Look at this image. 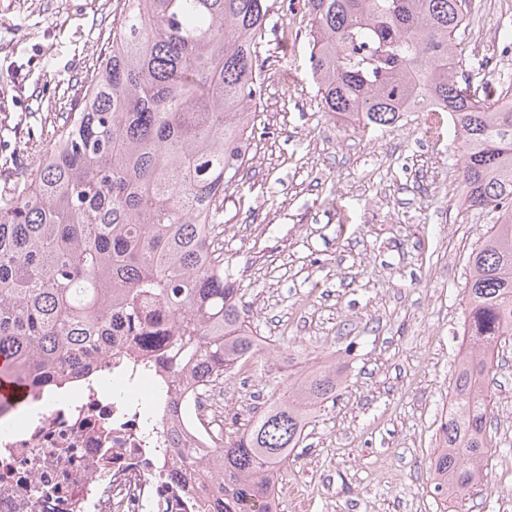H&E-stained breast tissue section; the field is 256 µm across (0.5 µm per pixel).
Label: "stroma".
I'll use <instances>...</instances> for the list:
<instances>
[{
	"label": "stroma",
	"instance_id": "1",
	"mask_svg": "<svg viewBox=\"0 0 512 512\" xmlns=\"http://www.w3.org/2000/svg\"><path fill=\"white\" fill-rule=\"evenodd\" d=\"M120 0H0V164L28 154L26 128H52L83 92ZM272 0L251 109L253 166L224 200V239L249 321L302 370L343 383L291 454L286 480L305 512H512V342L490 377V487L463 502L433 492L428 463L442 443L462 348L468 256L490 215L461 198L452 132L424 140V116L361 129L325 112L308 69L310 24L281 46ZM512 0H482L463 42L466 68L512 71ZM292 52L291 82L278 79Z\"/></svg>",
	"mask_w": 512,
	"mask_h": 512
}]
</instances>
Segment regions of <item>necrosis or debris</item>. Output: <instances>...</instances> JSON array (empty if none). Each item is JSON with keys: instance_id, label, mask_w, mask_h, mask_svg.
I'll list each match as a JSON object with an SVG mask.
<instances>
[{"instance_id": "necrosis-or-debris-1", "label": "necrosis or debris", "mask_w": 512, "mask_h": 512, "mask_svg": "<svg viewBox=\"0 0 512 512\" xmlns=\"http://www.w3.org/2000/svg\"><path fill=\"white\" fill-rule=\"evenodd\" d=\"M122 326L113 317L117 363L100 362L99 377L0 409V512H206L197 470L175 464L169 432L213 448L234 411L221 390L190 382L177 417L147 420L133 392L166 375L163 351Z\"/></svg>"}]
</instances>
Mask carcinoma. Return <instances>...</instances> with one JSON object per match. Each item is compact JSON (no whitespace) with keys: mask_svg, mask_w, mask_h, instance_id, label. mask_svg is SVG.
<instances>
[{"mask_svg":"<svg viewBox=\"0 0 512 512\" xmlns=\"http://www.w3.org/2000/svg\"><path fill=\"white\" fill-rule=\"evenodd\" d=\"M268 2L124 0L50 147L0 174V374L28 390L96 371L114 313L126 335L167 343L168 416L185 373L206 387L259 361L219 237L225 191L248 164ZM472 2L307 0L322 108L365 129L437 106L455 133L464 204L494 214L469 256L468 345L431 459L447 501L487 485L488 381L495 349L512 340V75L473 86L459 50ZM156 304L170 316L166 339L145 321ZM339 387L331 368L277 385L224 446L172 438L175 463L205 466L210 512H280V470Z\"/></svg>","mask_w":512,"mask_h":512,"instance_id":"1","label":"carcinoma"}]
</instances>
